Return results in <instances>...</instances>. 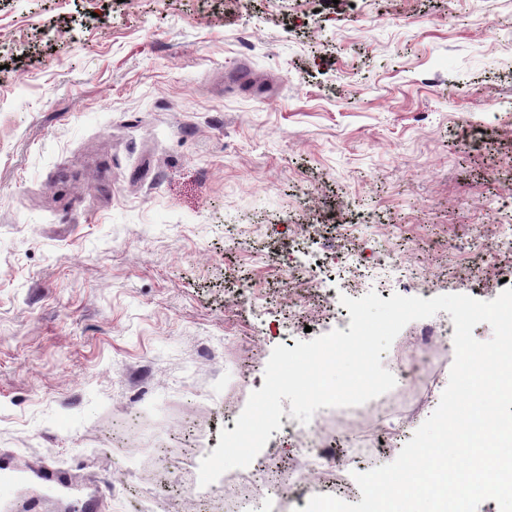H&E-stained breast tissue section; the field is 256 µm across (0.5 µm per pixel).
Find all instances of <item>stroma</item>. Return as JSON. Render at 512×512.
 Listing matches in <instances>:
<instances>
[{
  "label": "stroma",
  "mask_w": 512,
  "mask_h": 512,
  "mask_svg": "<svg viewBox=\"0 0 512 512\" xmlns=\"http://www.w3.org/2000/svg\"><path fill=\"white\" fill-rule=\"evenodd\" d=\"M511 183L506 0H0V454L69 486L0 512H224L201 448L277 345L337 327L287 317L289 264L337 297L494 299L505 264L474 284L448 245L494 246ZM365 223L425 279L326 270ZM281 224L317 231L285 251Z\"/></svg>",
  "instance_id": "1"
}]
</instances>
